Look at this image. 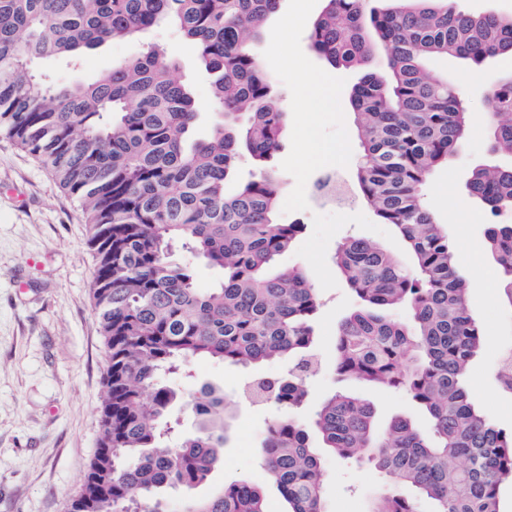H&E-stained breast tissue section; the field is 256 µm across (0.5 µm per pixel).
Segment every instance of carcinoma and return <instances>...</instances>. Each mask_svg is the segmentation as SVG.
Returning a JSON list of instances; mask_svg holds the SVG:
<instances>
[{"mask_svg": "<svg viewBox=\"0 0 512 512\" xmlns=\"http://www.w3.org/2000/svg\"><path fill=\"white\" fill-rule=\"evenodd\" d=\"M325 0L309 32L311 50L337 69H359L375 50L386 75L351 85L360 158L354 182L379 224L392 225L410 263L350 237L333 262L358 299L336 329L332 371L340 382L405 391L429 417L422 430L396 417L382 428L373 405L338 390L314 417L321 447L289 412L318 373L322 300L301 269L278 257L304 232L276 222L278 183L269 162L287 121L275 82L249 48L280 0H0V135L30 154L79 204L94 251L92 298L107 371L102 432L68 512H166L160 495L190 492L223 457L233 402L210 384L191 401L194 433L172 443L179 402L171 379L199 360L253 366L288 358V379H255L244 395L288 412L262 442V464L286 512H324L323 451L364 459L387 480L370 512H500L512 483V429L475 408L467 374L485 338L472 317L466 279L448 230L422 193L469 131L466 88L428 63L452 58L475 69L512 54V17L469 10L458 0ZM172 24L211 76L221 117L188 141L199 116L190 87L151 49L91 82H57L49 61L72 66L99 47ZM492 151L512 156V77L489 85ZM248 155L256 171L228 196L224 183ZM468 195L492 214L512 210V165L471 172ZM489 256L512 306V224H490ZM223 272L198 287L177 249ZM398 307L411 324L393 319ZM182 512H267L246 481L211 498L186 496Z\"/></svg>", "mask_w": 512, "mask_h": 512, "instance_id": "carcinoma-1", "label": "carcinoma"}]
</instances>
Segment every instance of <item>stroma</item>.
Returning <instances> with one entry per match:
<instances>
[{
  "label": "stroma",
  "instance_id": "obj_1",
  "mask_svg": "<svg viewBox=\"0 0 512 512\" xmlns=\"http://www.w3.org/2000/svg\"><path fill=\"white\" fill-rule=\"evenodd\" d=\"M324 7L323 0H282L278 14L266 22L253 42L263 70L277 81L288 122L274 166L281 180L278 218L302 220L305 231L278 260L280 267H318L323 310L318 325L319 350L331 358L338 320L356 298L337 273L332 256L349 236L371 239L406 258L407 247L393 226L377 223L362 204L336 208L318 190L319 182L338 175L352 181L359 158L354 115L348 93L357 73L337 70L309 47L308 32ZM301 17L289 41L275 33L284 16ZM160 46L175 66L174 74L194 92L201 110L195 136L208 133L214 119L210 79L174 29L161 25L135 39L115 41L88 54L80 69L49 62V79L87 82L113 64ZM298 56L325 75L332 86V111L314 112L301 101L298 76L284 60ZM469 133L447 165L437 168L425 188V201L454 244L458 268L467 280H479L468 297L473 316L484 328L487 344L468 378L470 399L498 425L512 429V390L497 376L504 351L512 350V307L500 297L499 274L486 257V228L491 217L468 197L471 170L505 165L485 134L481 98H467ZM94 254L77 202L51 175L11 140L0 136V512H65L91 463L100 433L99 405L106 357L92 300ZM287 360L255 368L202 360L189 375L174 378L184 399L201 383L220 386L235 403L224 458L208 481L193 494L205 498L225 483L245 480L262 487L268 512L286 505L261 466V443L277 410L243 395L254 378L280 380ZM348 391L370 401L379 425L401 416L427 428L426 416L402 392L348 384ZM325 512H367L383 488L380 477L365 467L323 458Z\"/></svg>",
  "mask_w": 512,
  "mask_h": 512
}]
</instances>
